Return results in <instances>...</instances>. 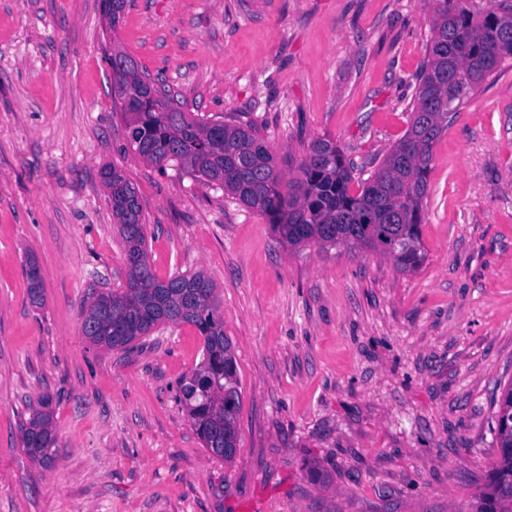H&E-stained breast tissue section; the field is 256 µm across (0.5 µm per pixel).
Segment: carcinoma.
Returning a JSON list of instances; mask_svg holds the SVG:
<instances>
[{"label": "carcinoma", "mask_w": 512, "mask_h": 512, "mask_svg": "<svg viewBox=\"0 0 512 512\" xmlns=\"http://www.w3.org/2000/svg\"><path fill=\"white\" fill-rule=\"evenodd\" d=\"M124 2L103 0L109 29H116ZM431 2L433 36L408 129L356 192L351 189L354 167L332 141L312 142L298 175L284 185L267 145L252 129L184 111L169 85L114 48L112 60L121 67L112 68V88L125 117L128 146L161 170L175 162L200 183L261 212L291 247L315 243L379 250L400 271L414 272L425 260L421 226L433 145L474 92L512 59V11H480L474 0ZM103 178L126 248V281L116 291L92 297L82 334L94 345L114 349L161 324L194 325L204 340L203 356L183 379V399L204 447L231 461L241 392L232 342L216 311V287L201 271L158 279L148 261L136 188L113 167L104 169ZM495 423L498 454L476 512H512L511 383L502 390ZM21 434L29 455L52 456L50 412L35 411Z\"/></svg>", "instance_id": "obj_1"}]
</instances>
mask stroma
<instances>
[{
    "instance_id": "35a3bbf8",
    "label": "stroma",
    "mask_w": 512,
    "mask_h": 512,
    "mask_svg": "<svg viewBox=\"0 0 512 512\" xmlns=\"http://www.w3.org/2000/svg\"><path fill=\"white\" fill-rule=\"evenodd\" d=\"M432 21L428 0H126L112 31L102 0H0V512H473L512 383V62L433 147L409 273L288 247L223 190L143 160L108 60L120 47L185 111L252 128L283 178L328 138L362 180L408 128ZM107 166L138 191L157 277L216 286L241 381L232 461L181 401L194 325L113 350L82 334L89 294L126 275ZM43 405L40 461L21 426ZM22 444L34 458L49 459L55 438L52 434V416L49 411L37 410L21 428Z\"/></svg>"
}]
</instances>
